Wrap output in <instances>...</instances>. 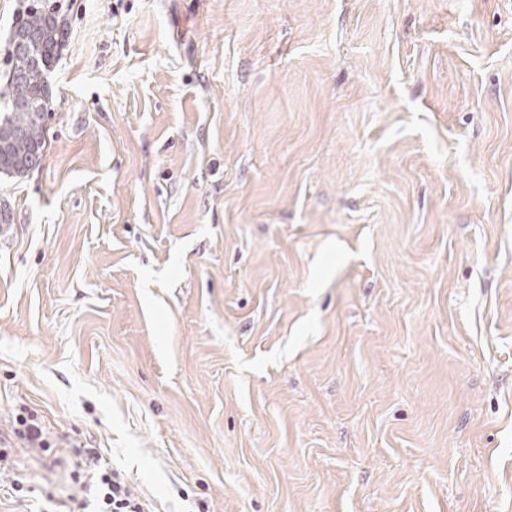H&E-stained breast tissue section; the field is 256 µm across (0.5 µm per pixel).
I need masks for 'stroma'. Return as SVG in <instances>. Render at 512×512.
Returning a JSON list of instances; mask_svg holds the SVG:
<instances>
[{
  "label": "stroma",
  "instance_id": "obj_1",
  "mask_svg": "<svg viewBox=\"0 0 512 512\" xmlns=\"http://www.w3.org/2000/svg\"><path fill=\"white\" fill-rule=\"evenodd\" d=\"M50 2L0 512H512V0ZM17 422L21 427L17 430V433L21 437H25L32 443L37 442L40 447H45L47 445L44 433L36 422V417L34 414L28 413L26 417L20 415L17 417ZM98 455L87 454L85 467L92 472V482L97 487L95 512H150L147 504L130 489L123 475L114 470L102 469Z\"/></svg>",
  "mask_w": 512,
  "mask_h": 512
}]
</instances>
